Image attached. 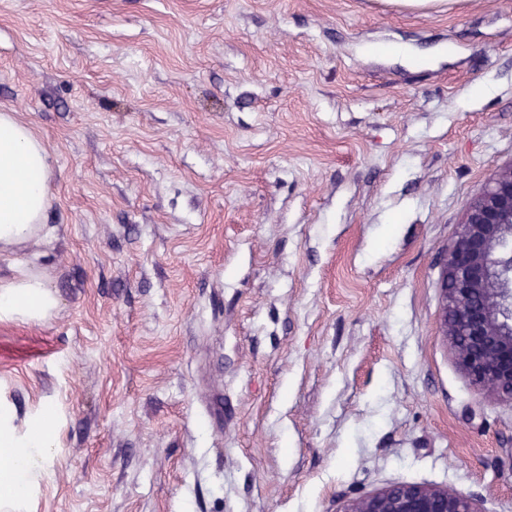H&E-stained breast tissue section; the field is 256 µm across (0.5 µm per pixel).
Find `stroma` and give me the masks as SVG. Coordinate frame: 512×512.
Here are the masks:
<instances>
[{"label": "stroma", "mask_w": 512, "mask_h": 512, "mask_svg": "<svg viewBox=\"0 0 512 512\" xmlns=\"http://www.w3.org/2000/svg\"><path fill=\"white\" fill-rule=\"evenodd\" d=\"M0 112L53 158L14 258L58 300L0 320V421L55 437L0 512H512V405L440 331L512 164V0H0ZM336 512H482L477 502L447 488L397 483L354 498Z\"/></svg>", "instance_id": "35a3bbf8"}]
</instances>
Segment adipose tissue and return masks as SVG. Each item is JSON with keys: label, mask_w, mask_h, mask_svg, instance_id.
I'll list each match as a JSON object with an SVG mask.
<instances>
[{"label": "adipose tissue", "mask_w": 512, "mask_h": 512, "mask_svg": "<svg viewBox=\"0 0 512 512\" xmlns=\"http://www.w3.org/2000/svg\"><path fill=\"white\" fill-rule=\"evenodd\" d=\"M52 157L45 144L15 113H0V257L23 248L45 230L43 217L52 177ZM57 299L36 263L13 264L0 278V319L41 321L57 307ZM54 446L46 427L17 442L0 429V499L25 495L30 479L40 473Z\"/></svg>", "instance_id": "ef3b65f1"}]
</instances>
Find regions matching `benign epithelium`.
<instances>
[{"mask_svg": "<svg viewBox=\"0 0 512 512\" xmlns=\"http://www.w3.org/2000/svg\"><path fill=\"white\" fill-rule=\"evenodd\" d=\"M442 334L457 365L488 397L512 405V165L466 207L441 278ZM340 512H482L446 488L397 483Z\"/></svg>", "mask_w": 512, "mask_h": 512, "instance_id": "7a95c632", "label": "benign epithelium"}]
</instances>
